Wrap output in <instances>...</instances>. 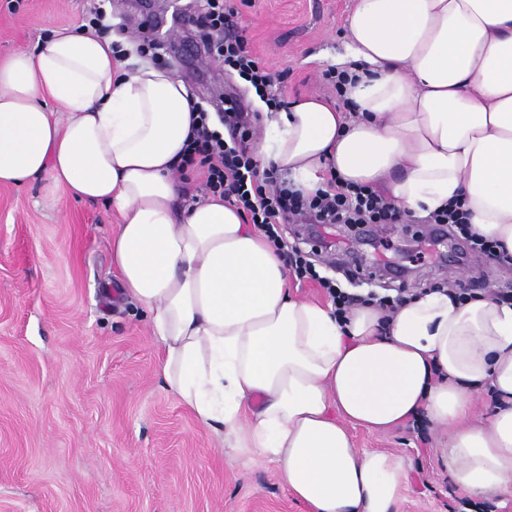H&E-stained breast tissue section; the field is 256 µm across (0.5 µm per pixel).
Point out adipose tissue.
<instances>
[{"mask_svg": "<svg viewBox=\"0 0 512 512\" xmlns=\"http://www.w3.org/2000/svg\"><path fill=\"white\" fill-rule=\"evenodd\" d=\"M349 109L308 95L266 112L254 157L315 192L334 175L425 219L461 201L512 258V0H355L344 51ZM194 102L174 73L126 69L110 38L60 31L0 58V185L46 175L108 203L119 295L147 312L162 378L235 455L277 466L310 512H394L398 456L354 448V423L425 418L448 434L455 482L512 493V303L451 286L394 313L337 315L293 296L283 257L223 197L183 200L174 168ZM495 409L470 425L478 390Z\"/></svg>", "mask_w": 512, "mask_h": 512, "instance_id": "adipose-tissue-1", "label": "adipose tissue"}]
</instances>
